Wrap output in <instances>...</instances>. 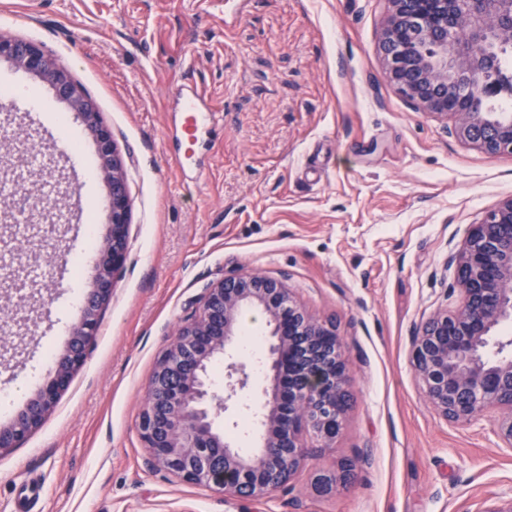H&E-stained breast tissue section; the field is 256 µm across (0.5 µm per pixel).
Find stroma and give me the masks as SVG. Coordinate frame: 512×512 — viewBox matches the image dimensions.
<instances>
[{
  "instance_id": "stroma-1",
  "label": "stroma",
  "mask_w": 512,
  "mask_h": 512,
  "mask_svg": "<svg viewBox=\"0 0 512 512\" xmlns=\"http://www.w3.org/2000/svg\"><path fill=\"white\" fill-rule=\"evenodd\" d=\"M386 0H0V34L41 44L95 102L122 156L129 255L86 364L42 425L0 455V512H485L512 498V447L495 413L453 423L428 403L413 337L459 300L449 258L512 197V154L489 156L453 124L415 109L390 82L379 41ZM216 112L194 156L177 162L179 84ZM41 99L0 107V180L20 142L46 165L28 188L50 204L0 251L43 275L0 274V422L36 391L91 289L85 237L107 230V185L90 133L40 79L0 60V86ZM284 280L332 324L349 365V407L332 447L290 484L247 501L149 469L137 422L156 361L218 279ZM353 465L350 481L319 475Z\"/></svg>"
}]
</instances>
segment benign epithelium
Wrapping results in <instances>:
<instances>
[{"instance_id":"7a95c632","label":"benign epithelium","mask_w":512,"mask_h":512,"mask_svg":"<svg viewBox=\"0 0 512 512\" xmlns=\"http://www.w3.org/2000/svg\"><path fill=\"white\" fill-rule=\"evenodd\" d=\"M381 51L391 81L413 106L452 117L456 135L490 156L512 153V114L480 112L512 86L495 77L497 48L512 45V0H388ZM46 83L80 117L98 147L108 187V232L92 263V289L83 298L69 342L54 371L24 406L0 423V453L39 428L83 366L97 335L100 311L128 259L130 200L122 160L106 125L68 66L38 43L0 35V60ZM462 301L435 312L414 337L412 362L433 409L450 422H472L493 410L498 435L512 447V356L483 351L494 330L512 318V197L473 225L452 257ZM257 309L266 318L269 378L263 391L262 442L243 454L215 424L213 405L228 410L247 383L246 365L227 361L224 394L210 369L238 340L240 318ZM333 325L310 317L284 281L259 273L210 284L195 316L175 334L151 376L138 430L147 466L187 483L258 501L288 484L315 448H328L348 406V363ZM309 440H304V437Z\"/></svg>"}]
</instances>
